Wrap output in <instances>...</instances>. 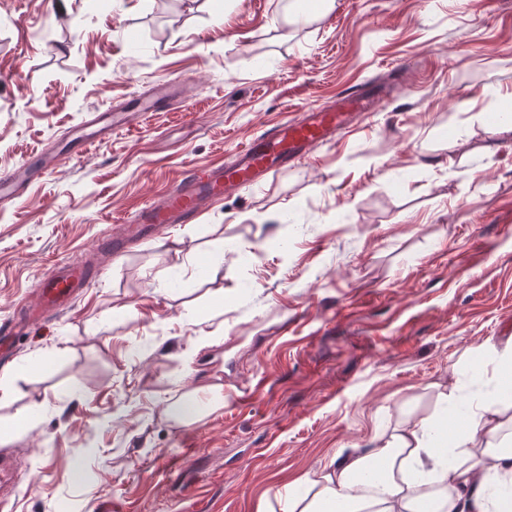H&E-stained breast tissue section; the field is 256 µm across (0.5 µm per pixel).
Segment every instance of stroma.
<instances>
[{"label":"stroma","mask_w":512,"mask_h":512,"mask_svg":"<svg viewBox=\"0 0 512 512\" xmlns=\"http://www.w3.org/2000/svg\"><path fill=\"white\" fill-rule=\"evenodd\" d=\"M0 0V173L53 170L0 208V323L57 265L99 268L0 365L9 512H258L334 456L512 397L476 354L512 338V0ZM400 72L311 159L143 237L135 217L256 134ZM178 79L82 148L72 130ZM474 100L463 112V98ZM130 237L115 255L102 245ZM222 387L194 424L164 416ZM275 3L274 17L292 20H307L327 14L332 8L334 0H290L283 5L282 0ZM288 13V15H286Z\"/></svg>","instance_id":"1"}]
</instances>
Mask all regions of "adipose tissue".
<instances>
[{
  "label": "adipose tissue",
  "mask_w": 512,
  "mask_h": 512,
  "mask_svg": "<svg viewBox=\"0 0 512 512\" xmlns=\"http://www.w3.org/2000/svg\"><path fill=\"white\" fill-rule=\"evenodd\" d=\"M279 512H512V437L494 401L424 419L308 471Z\"/></svg>",
  "instance_id": "adipose-tissue-1"
}]
</instances>
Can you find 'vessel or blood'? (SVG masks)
<instances>
[{"instance_id":"vessel-or-blood-1","label":"vessel or blood","mask_w":512,"mask_h":512,"mask_svg":"<svg viewBox=\"0 0 512 512\" xmlns=\"http://www.w3.org/2000/svg\"><path fill=\"white\" fill-rule=\"evenodd\" d=\"M388 92L384 84L375 94L359 89L337 104L308 110L299 119L268 129L233 151L223 165L203 173L187 174L163 201L145 206L138 214V223H189L201 213L208 200L262 184L281 170L306 161L315 148L332 140L358 115L372 111L377 94ZM128 122V115L122 112L94 115L81 128L79 139L91 143L111 135ZM25 189V183L16 174H1L0 204L14 202ZM89 276V270L78 265H65L47 274L36 291L35 304L22 305L19 318L0 330V359L6 361L14 355L15 330L71 307Z\"/></svg>"}]
</instances>
